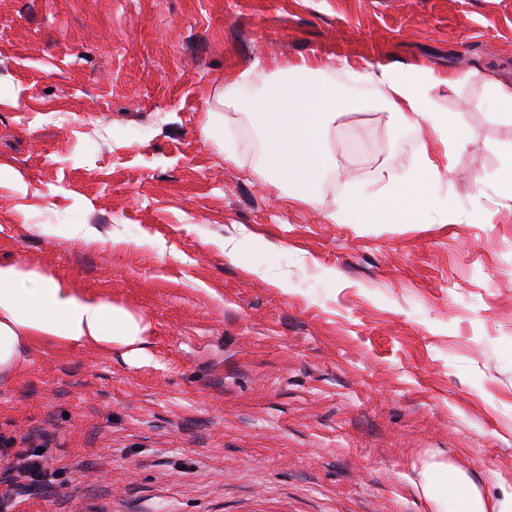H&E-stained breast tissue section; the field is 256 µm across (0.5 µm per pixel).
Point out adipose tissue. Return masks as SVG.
<instances>
[{
	"label": "adipose tissue",
	"instance_id": "1",
	"mask_svg": "<svg viewBox=\"0 0 512 512\" xmlns=\"http://www.w3.org/2000/svg\"><path fill=\"white\" fill-rule=\"evenodd\" d=\"M346 81H364L379 95L388 122L396 128L431 127L434 137L420 141L403 177L388 167L370 182L347 179L337 200L340 224H417L429 215L432 188L442 182L459 147L470 141L450 112L435 109L439 82L424 68L403 71L376 63L365 70L342 64ZM230 101L259 120L263 152L259 172L274 187L288 186L289 199L307 206L318 201L317 187L335 160L325 134L350 108L340 88L309 62L286 68L282 80L263 91ZM143 317L111 301L82 294L71 284L17 260L0 261V381L21 367L31 338L45 337L70 346L97 344L121 350L133 363L149 361ZM417 485L433 512H512V490L486 498L468 473L452 462L425 460Z\"/></svg>",
	"mask_w": 512,
	"mask_h": 512
}]
</instances>
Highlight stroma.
I'll use <instances>...</instances> for the list:
<instances>
[{
    "instance_id": "obj_1",
    "label": "stroma",
    "mask_w": 512,
    "mask_h": 512,
    "mask_svg": "<svg viewBox=\"0 0 512 512\" xmlns=\"http://www.w3.org/2000/svg\"><path fill=\"white\" fill-rule=\"evenodd\" d=\"M258 58L254 93L304 60L441 79L438 110L476 134L434 190L456 222L332 220L340 170L402 174L418 146L364 84L319 205L288 201L224 100ZM490 77L512 81V0H0V260L143 317L152 356L29 342L0 453L51 477L0 464L6 512H432L413 480L433 454L511 487L512 122Z\"/></svg>"
}]
</instances>
